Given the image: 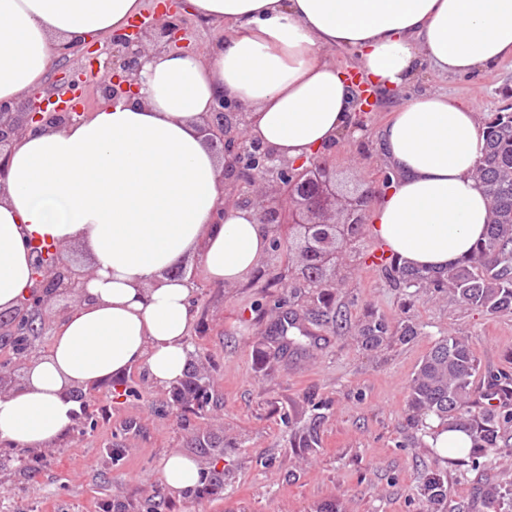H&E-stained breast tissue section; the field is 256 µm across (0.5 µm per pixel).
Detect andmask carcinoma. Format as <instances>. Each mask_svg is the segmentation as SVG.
Wrapping results in <instances>:
<instances>
[{"instance_id":"carcinoma-1","label":"carcinoma","mask_w":512,"mask_h":512,"mask_svg":"<svg viewBox=\"0 0 512 512\" xmlns=\"http://www.w3.org/2000/svg\"><path fill=\"white\" fill-rule=\"evenodd\" d=\"M486 146L476 169L491 201L486 239L467 261L448 271L429 274L405 266L391 270L395 284L421 281L426 286L442 282L462 303L488 315L512 312V113L501 112L485 127ZM388 339V326L380 318L363 324L360 341L374 349ZM479 363L468 341L461 336L437 340L422 359L410 394L412 412L436 418L441 426L466 433L470 447L448 449V464L469 471L485 469L500 448L502 430L512 424V374L500 370L489 372L480 392L482 408L474 410L473 378ZM199 376L190 365L184 389L177 392L176 402L187 410L195 409L191 401ZM42 460L39 453L20 456L0 454V480L7 483L17 474L32 471ZM429 503L440 504L446 496L444 482L433 477L424 486ZM477 497L493 512H512V489L500 485L477 488Z\"/></svg>"}]
</instances>
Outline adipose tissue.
Returning a JSON list of instances; mask_svg holds the SVG:
<instances>
[{"label":"adipose tissue","instance_id":"adipose-tissue-1","mask_svg":"<svg viewBox=\"0 0 512 512\" xmlns=\"http://www.w3.org/2000/svg\"><path fill=\"white\" fill-rule=\"evenodd\" d=\"M145 0H0V102L47 87L69 46L110 40ZM224 25L201 56L149 52L136 100L102 102L64 128L32 132L6 156L0 191V311L33 285L35 249L80 247L81 298L0 394V443L47 449L74 426L78 392L146 372L161 390L183 379L194 321L197 257L227 288L267 256L271 227L230 203L224 166L202 131L217 98L246 107L247 138L293 164L361 135L356 92L327 58L342 47L375 87L400 90L421 68L470 75L512 57V0H186ZM393 183L368 217L370 236L399 264L444 272L483 241L488 199L474 171L484 147L474 104L441 92L407 98L376 132ZM223 223H216V211ZM173 451L161 479L176 495L197 484Z\"/></svg>","mask_w":512,"mask_h":512}]
</instances>
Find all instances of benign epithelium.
<instances>
[{
  "label": "benign epithelium",
  "mask_w": 512,
  "mask_h": 512,
  "mask_svg": "<svg viewBox=\"0 0 512 512\" xmlns=\"http://www.w3.org/2000/svg\"><path fill=\"white\" fill-rule=\"evenodd\" d=\"M178 0H167L165 10L141 17L131 28L112 37L105 61L99 51L84 49L80 59L100 75L99 91L106 100L134 96L142 68V58L150 49L190 48L186 20L177 10ZM56 79L52 89L34 93L13 106L0 104V190L7 179L6 153L32 125L61 128L80 121L84 113L74 101L83 98L82 73L72 67L71 59L55 61ZM246 108L220 98L203 126L206 141L220 149L226 172L247 184L239 203L257 208L259 221L279 229L284 224L300 228L297 250L326 279L336 275L342 264L343 247L336 240H348V225L360 224L361 212L373 200L375 187L360 183L340 189L332 184L330 169L316 161L300 168L278 159L269 147L244 135ZM34 285L18 307L0 316L1 336H23L24 353L36 350L44 335L47 312L62 317L68 307L53 308L62 298L82 295L85 273L61 258L55 249L48 254L36 251L33 263Z\"/></svg>",
  "instance_id": "benign-epithelium-1"
}]
</instances>
